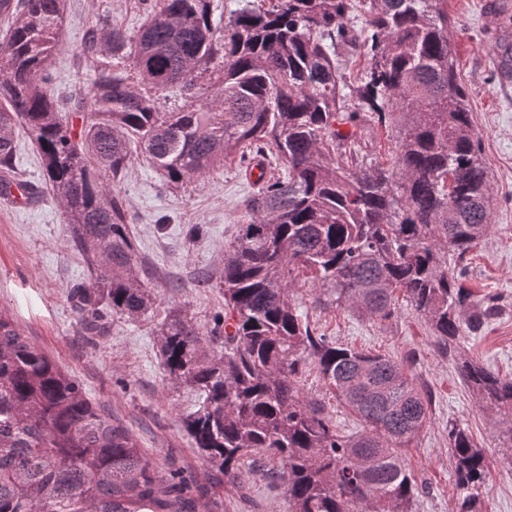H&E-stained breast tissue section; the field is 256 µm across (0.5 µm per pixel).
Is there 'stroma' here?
I'll return each mask as SVG.
<instances>
[{"label":"stroma","mask_w":512,"mask_h":512,"mask_svg":"<svg viewBox=\"0 0 512 512\" xmlns=\"http://www.w3.org/2000/svg\"><path fill=\"white\" fill-rule=\"evenodd\" d=\"M447 7L459 80L492 193L490 229L471 249L463 279L473 306L497 295L502 309L482 328L463 331L447 349L401 295L391 319L369 321L350 308L323 305L317 286L308 282L300 288V310L317 333L337 344L403 363L431 394L430 420L404 449L419 487L412 512H455L460 493L448 450L452 422L469 429L485 455L480 512H512V450L499 440L501 417L479 406L457 370L469 358L512 379V80L502 77L498 64L505 20L492 0H448ZM147 8L146 0H68L53 54L54 91L90 89L93 71L80 49L91 26L116 24L132 34L145 23ZM282 173L270 163L231 160L173 186L134 155L130 173L112 190L125 204L153 304L133 320L113 316L97 336L83 331L69 297L88 271L71 247L64 207L48 195L29 210L0 205V308L75 376L87 397L125 423L164 471H178L192 487L205 488L202 512H288L287 483L270 479L278 466L274 460H245L241 482L233 486L202 459L185 430L198 400L165 371L157 328L174 305L204 327L223 313L224 250L246 217L247 201Z\"/></svg>","instance_id":"obj_1"}]
</instances>
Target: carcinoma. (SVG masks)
<instances>
[{
  "label": "carcinoma",
  "instance_id": "1",
  "mask_svg": "<svg viewBox=\"0 0 512 512\" xmlns=\"http://www.w3.org/2000/svg\"><path fill=\"white\" fill-rule=\"evenodd\" d=\"M10 2L0 9V171H12L24 131L89 271L71 289L84 328L138 318L152 302L109 188L131 167L132 144L171 184L235 157H272L284 176L250 201L224 252V315L206 331L173 309L158 329L169 376L202 399L186 430L231 483L248 455L278 460L289 512H412L418 486L402 448L428 422L431 396L401 363L315 334L296 293L305 274L321 302L384 321L399 291L446 344L494 315L493 298L470 308L448 268L464 269L487 234L491 192L443 0H269L240 8L222 36L210 0H160L135 35L115 24L89 30L80 53L93 89L65 103L50 70L67 0ZM360 4L361 42L345 23ZM342 43L366 50L353 79L336 55ZM216 60L224 66L199 103L197 80ZM173 87L190 103L159 111L158 95ZM364 112L393 137L385 167L360 160ZM311 365L361 431L340 433L324 404L302 396ZM458 372L480 406L508 416L500 440L512 445V379L469 360ZM448 448L465 492L458 512H479L484 454L455 424ZM0 512H199L191 488L162 475L1 308Z\"/></svg>",
  "mask_w": 512,
  "mask_h": 512
}]
</instances>
